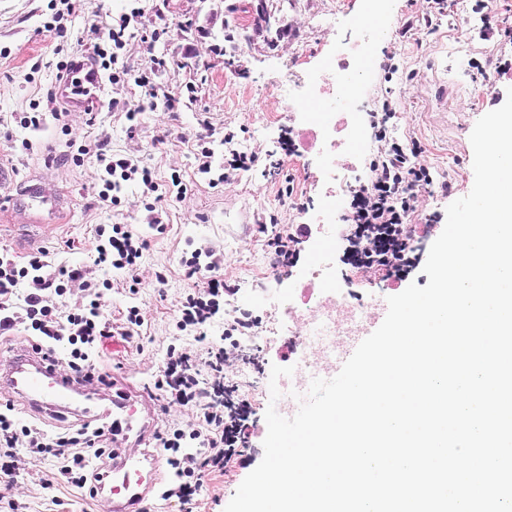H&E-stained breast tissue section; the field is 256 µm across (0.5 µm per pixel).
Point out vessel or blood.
<instances>
[{
  "label": "vessel or blood",
  "instance_id": "1",
  "mask_svg": "<svg viewBox=\"0 0 512 512\" xmlns=\"http://www.w3.org/2000/svg\"><path fill=\"white\" fill-rule=\"evenodd\" d=\"M75 80L85 84L89 93L102 91L103 83L89 57L83 56L74 62L70 79L59 84L56 92L67 106L87 109L89 98L75 97L70 91L71 83ZM387 310V305H379L365 325L343 337L342 350L333 362V371H340L360 342L385 317ZM0 384L8 385L38 415H82L86 412L85 407L77 401L80 387L33 354L15 355L0 361ZM102 415L114 417L122 431L133 429L141 437L151 433L156 423L151 409L138 407L136 399L124 392L113 395L110 406L103 410ZM157 480L156 471L147 469L144 458L127 455L114 457L112 477L107 485L113 512H138L141 500Z\"/></svg>",
  "mask_w": 512,
  "mask_h": 512
}]
</instances>
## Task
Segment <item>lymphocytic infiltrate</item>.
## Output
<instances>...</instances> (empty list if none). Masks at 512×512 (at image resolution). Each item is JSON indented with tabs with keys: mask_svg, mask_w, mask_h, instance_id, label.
I'll list each match as a JSON object with an SVG mask.
<instances>
[{
	"mask_svg": "<svg viewBox=\"0 0 512 512\" xmlns=\"http://www.w3.org/2000/svg\"><path fill=\"white\" fill-rule=\"evenodd\" d=\"M142 16L141 8L134 7L112 16L110 22L89 23L86 34L94 42L97 66L107 72L112 86L135 84L145 89L150 98H162L165 111H178L193 99L194 87H187L179 96L159 94L150 75L131 69L127 63L129 39ZM395 114L393 101L387 99L381 111L371 115L376 150L368 161L366 177L357 179L349 190L344 214L349 226L348 245L343 261L356 270L381 274L398 288L415 265V239L436 234L439 226L431 218L422 224L411 221L421 192L433 185L434 178L430 166L421 158L419 141L404 143L394 137L390 121ZM235 138V132H225L228 150L219 160L209 137L197 136L195 158L199 173L215 176L217 182L223 183L234 173L249 170L257 157L234 149ZM89 154L95 155L102 173L98 192L102 201L119 206L120 192L128 183L141 185L144 194L158 193L151 170L141 160L86 145L79 147L71 159L79 164ZM95 235V265L135 272L146 240L121 224L99 225ZM222 262V255L210 247L182 256L181 264L187 275L193 276L194 283L180 302L175 319L177 331L204 338L207 327L223 311L225 298L235 295L233 286L214 275ZM49 265L43 251L23 264L0 255V332L24 325L41 337L44 355L49 359L55 356L56 344H65L67 366L74 377L86 384H107L109 377L100 372L93 353L97 344L116 330L104 310L100 285L88 277L86 269H63L53 274ZM21 287L26 295L18 304L14 297ZM74 290L83 293V303L67 315H60L54 297ZM258 324V317L244 312L225 320L222 345L196 354L173 344L166 349L154 378L155 389L161 391L167 403L198 406L195 424L185 429L167 427L157 434L170 469L160 498L176 501L180 512H193L206 477L248 465L253 440L260 429L251 401L241 393L238 383L227 377L226 367L236 360L255 372H263V348L255 345L245 351L239 341ZM111 433V428H93L85 423L78 429L50 435L35 424L22 422L13 405H6L0 408V480L13 482L22 455L52 456L60 465L53 477L45 479V488L64 482L97 496V476L113 457Z\"/></svg>",
	"mask_w": 512,
	"mask_h": 512,
	"instance_id": "1",
	"label": "lymphocytic infiltrate"
}]
</instances>
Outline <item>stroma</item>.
<instances>
[{"label":"stroma","mask_w":512,"mask_h":512,"mask_svg":"<svg viewBox=\"0 0 512 512\" xmlns=\"http://www.w3.org/2000/svg\"><path fill=\"white\" fill-rule=\"evenodd\" d=\"M63 23L65 37L47 32L49 0H0V165L12 171L9 183L0 185V254L24 262L47 251L53 268L81 267L96 280H109L106 312L113 325L122 326L128 307L138 306L144 319L133 339L113 336L96 350L101 370L112 374L109 386L91 385L94 405L109 404L115 391H133L157 402L154 376L170 343L201 352L203 343L192 336H177L174 319L179 301L192 285L180 264L183 252L208 245L221 251L220 276L238 292L225 305V314L250 310L261 324L255 341L270 353V364L287 342L298 341L299 328L288 316L278 295L300 288L306 260L296 266L272 267L266 241L276 230L304 224L307 214L297 202L316 205L323 184L304 156L283 155L281 140L299 124L286 98L287 86L302 82L310 70L321 68L337 40L353 30L363 8L362 0H69ZM445 15L431 16L428 0H391L380 14L381 34L374 41V64L365 72L358 92L362 113L378 111L385 99L397 103L393 132L402 141L418 138L422 155L431 167L435 186L421 194L414 223L429 216L445 218L447 206L466 196L474 183L470 134L486 113L501 107L512 87V72L501 75L496 62L512 56V0H447ZM140 6L145 25L164 27L167 40L144 42L133 38L129 64L150 71L157 57L169 67L158 78L162 90L176 94L188 82L199 85L195 102L177 112L146 105L140 88L128 85L117 94L142 105L136 133H129L123 113L113 111L111 89H104L92 112L68 116L69 131L49 119L33 131L16 121V115L45 100L57 89V64L62 56L91 52L83 29L91 20L108 21L113 15ZM289 26L291 33L271 43L265 38L267 20ZM491 38H482L485 27ZM461 37L465 53L448 46L449 35ZM225 55H216V45ZM396 70L386 74L383 64ZM237 133V147L255 152L256 165L234 180L212 185L198 174L194 144L198 134H212L216 155H223L225 129ZM31 148L20 151L22 140ZM102 144L110 153L140 157L161 185L179 171L187 190L182 196L166 195L164 232L147 223L145 199L138 186L122 192L119 208L98 196L99 167L92 157L75 165L71 148ZM294 179V194L279 192V172ZM44 184L60 200L58 209L33 217L16 205L29 181ZM448 191H441V184ZM277 224H266L268 215ZM100 224H125L144 237L148 246L137 266L138 293H130L128 274L95 266V228ZM342 221L334 223L330 258L334 284L363 301L391 296L385 281L361 274L340 261L345 247ZM249 398L257 417H264L270 401L269 374H259L238 363L227 370ZM22 472L7 491L18 512H112L108 493L89 496L87 490L60 484L47 489L44 478L54 470L51 462L34 456L22 459ZM247 472L237 469L208 476L193 512H224Z\"/></svg>","instance_id":"obj_1"}]
</instances>
